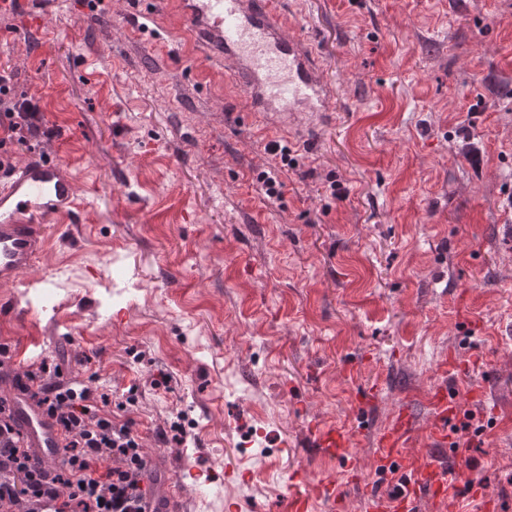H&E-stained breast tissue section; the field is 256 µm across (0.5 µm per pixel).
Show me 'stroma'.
<instances>
[{"label":"stroma","mask_w":512,"mask_h":512,"mask_svg":"<svg viewBox=\"0 0 512 512\" xmlns=\"http://www.w3.org/2000/svg\"><path fill=\"white\" fill-rule=\"evenodd\" d=\"M132 6L0 22V69L51 130L15 158L48 153L82 196L0 287V344L116 403L137 386L134 428L186 512H278L297 474L341 483L354 464L345 512H365L363 487L390 490L375 434L408 403L426 423L435 384L485 423L471 477L512 512V0H282L341 102L297 129L248 112L173 0H155L149 44ZM273 141L298 162L277 166L279 199L256 179ZM180 412L184 443H161ZM313 420L347 429V456L311 448Z\"/></svg>","instance_id":"1"}]
</instances>
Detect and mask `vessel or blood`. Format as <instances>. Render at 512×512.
<instances>
[{
	"mask_svg": "<svg viewBox=\"0 0 512 512\" xmlns=\"http://www.w3.org/2000/svg\"><path fill=\"white\" fill-rule=\"evenodd\" d=\"M181 15L190 32L231 65L241 82L249 109L269 117L276 126L294 128L305 120L333 111L337 92L303 39L286 34L277 21L274 0H180ZM80 211L78 188L60 162L32 151L20 163L0 170V286L20 282L34 266L48 241L47 217L75 219ZM28 355L19 345L0 356V388L8 389L12 424L34 461L57 459L65 440L56 418L31 399L18 369ZM426 404L431 419L417 428L409 408H400L376 439L377 466L402 470L408 476L398 496L385 503L367 497V512H412L418 500H430L436 512H447L453 488L463 487L472 501L476 490L460 463L448 460L449 420L462 403L446 386L431 387ZM424 436L428 453L412 452L416 436ZM312 442L325 456H345L348 435L333 424L311 428ZM146 512H181V491L170 482L156 487L144 480ZM339 512L342 498L335 482H299L288 492L285 512H319L321 506Z\"/></svg>",
	"mask_w": 512,
	"mask_h": 512,
	"instance_id": "b4317fda",
	"label": "vessel or blood"
}]
</instances>
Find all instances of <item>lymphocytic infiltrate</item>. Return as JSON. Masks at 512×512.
I'll use <instances>...</instances> for the list:
<instances>
[{
    "label": "lymphocytic infiltrate",
    "instance_id": "lymphocytic-infiltrate-1",
    "mask_svg": "<svg viewBox=\"0 0 512 512\" xmlns=\"http://www.w3.org/2000/svg\"><path fill=\"white\" fill-rule=\"evenodd\" d=\"M37 99L17 96L14 75L0 70V167L10 145L44 132ZM27 392L46 405L66 433L59 463L33 462L0 399V512H144L148 471L133 421H117L109 393L65 377L47 362L29 365Z\"/></svg>",
    "mask_w": 512,
    "mask_h": 512
}]
</instances>
